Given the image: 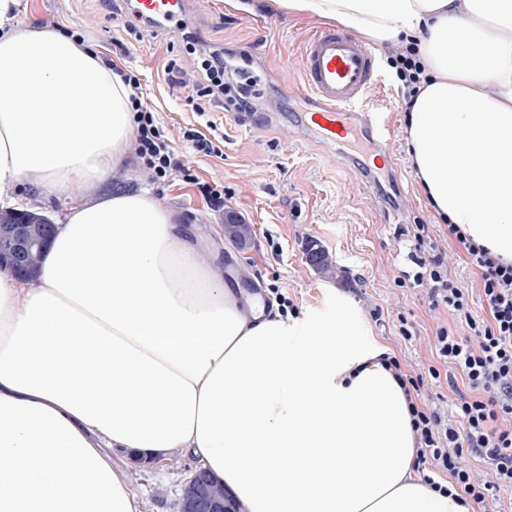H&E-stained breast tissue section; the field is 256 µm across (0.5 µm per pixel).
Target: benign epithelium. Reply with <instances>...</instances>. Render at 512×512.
I'll return each instance as SVG.
<instances>
[{
	"label": "benign epithelium",
	"mask_w": 512,
	"mask_h": 512,
	"mask_svg": "<svg viewBox=\"0 0 512 512\" xmlns=\"http://www.w3.org/2000/svg\"><path fill=\"white\" fill-rule=\"evenodd\" d=\"M57 233V225L47 217L39 224L18 221L0 225V271L18 278L28 277L31 252L42 255ZM180 512H238L224 492V484L203 470H194L186 479Z\"/></svg>",
	"instance_id": "benign-epithelium-1"
}]
</instances>
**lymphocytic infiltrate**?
<instances>
[{"instance_id": "obj_1", "label": "lymphocytic infiltrate", "mask_w": 512, "mask_h": 512, "mask_svg": "<svg viewBox=\"0 0 512 512\" xmlns=\"http://www.w3.org/2000/svg\"><path fill=\"white\" fill-rule=\"evenodd\" d=\"M200 66L208 84L197 89L198 98L223 103L228 112L253 111V82L235 85L225 81L223 55H202ZM123 80L131 89L136 150L152 178L165 180L179 166L175 153L141 98L139 77L128 73ZM448 233L478 268L489 315H473L468 289L448 277L439 259H431L427 271L415 273V283L429 284L433 305L445 306L464 321L472 338L467 341L452 330H439L438 354L459 372L469 392L455 402L453 423H445L437 409L416 407L412 427L419 455H430L433 467L448 472L453 486L480 505L500 489L512 488V427L505 425L512 420V263L502 262L473 243L458 225H449ZM468 455L491 466V479L476 476L464 465Z\"/></svg>"}]
</instances>
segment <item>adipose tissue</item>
<instances>
[{
    "instance_id": "obj_1",
    "label": "adipose tissue",
    "mask_w": 512,
    "mask_h": 512,
    "mask_svg": "<svg viewBox=\"0 0 512 512\" xmlns=\"http://www.w3.org/2000/svg\"><path fill=\"white\" fill-rule=\"evenodd\" d=\"M375 49L415 44L406 144L435 223L512 263V0H274ZM0 0V205L72 206L31 286L0 272V512H140L111 449H181L242 512H471L416 475L406 393L360 313L240 299L124 165L131 90ZM16 196L24 199L26 204L19 209L40 211L51 216L57 224L63 222L71 201L63 196L48 194L39 186L23 183L14 189Z\"/></svg>"
}]
</instances>
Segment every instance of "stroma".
Returning <instances> with one entry per match:
<instances>
[{
    "label": "stroma",
    "mask_w": 512,
    "mask_h": 512,
    "mask_svg": "<svg viewBox=\"0 0 512 512\" xmlns=\"http://www.w3.org/2000/svg\"><path fill=\"white\" fill-rule=\"evenodd\" d=\"M235 10L225 0H190L188 30L201 50L241 55L256 82L257 110L243 116L217 108L200 116L187 88L175 85L169 65L193 69L183 32L170 27L142 28L125 0H21V25L44 28L59 24L82 38L100 60L120 63L141 79L143 98L176 156L192 171L193 180L173 173L156 181L138 155L97 185V192L148 188L180 216L202 244L201 258L223 264L224 278L241 296L260 295L265 302L287 300L291 308L321 307L328 293L348 298L360 311L363 325L383 341L402 373L424 379L420 397L450 415L452 403L468 388L460 374L441 364L437 333L452 328L467 337L468 328L445 307L431 304L428 285L404 282L421 259L440 254L450 278L468 288L474 315L487 312L478 289L480 276L468 264L448 228L433 223L415 179L405 141L403 91L389 65V52L375 55L381 82L379 109L389 122L395 173L375 169V143L365 132L355 141L328 143L305 122L310 110L300 93L301 50L314 21L276 11L269 0H245ZM217 129L220 155L195 151L184 137ZM224 188V204L205 200L197 182ZM235 209L253 228L249 248L237 249L224 234V210ZM422 224L432 240L414 249V227ZM316 241L328 253L333 273L322 274L305 259L304 249ZM437 367L440 378L428 375ZM112 458L128 475L143 512H178L182 483L195 469L193 458L177 450L166 453L162 467L136 466L123 451Z\"/></svg>",
    "instance_id": "obj_1"
}]
</instances>
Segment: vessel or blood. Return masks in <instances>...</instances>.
Segmentation results:
<instances>
[{
	"instance_id": "obj_1",
	"label": "vessel or blood",
	"mask_w": 512,
	"mask_h": 512,
	"mask_svg": "<svg viewBox=\"0 0 512 512\" xmlns=\"http://www.w3.org/2000/svg\"><path fill=\"white\" fill-rule=\"evenodd\" d=\"M134 9L143 18L179 27L186 17V0H136ZM304 83L316 108L311 126L328 139H346L356 108L372 124L369 96L378 86L372 53L354 39L331 31L311 35L302 50Z\"/></svg>"
}]
</instances>
